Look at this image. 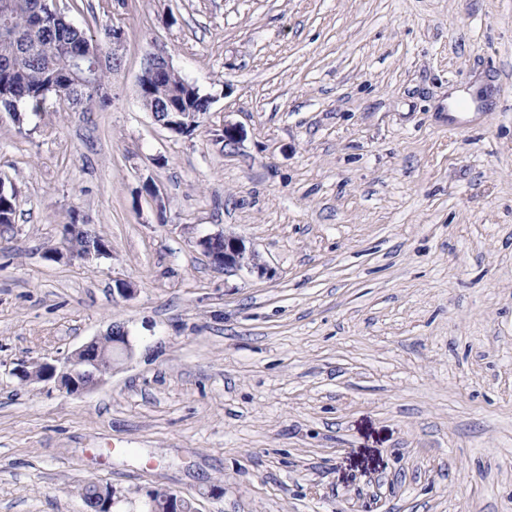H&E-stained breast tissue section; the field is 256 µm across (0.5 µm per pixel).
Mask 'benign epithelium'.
I'll use <instances>...</instances> for the list:
<instances>
[{"mask_svg": "<svg viewBox=\"0 0 512 512\" xmlns=\"http://www.w3.org/2000/svg\"><path fill=\"white\" fill-rule=\"evenodd\" d=\"M172 68L169 56L157 52L149 56V65L138 78L137 93L149 87V82ZM196 112H160L157 124L173 134L186 135L197 125ZM196 246L206 255L211 263L226 273L246 269L262 276L267 268L259 262L255 252L246 246L243 238L217 232L199 237ZM110 247L104 240L97 249L85 251L76 242L47 253L51 260L84 259L91 256H105ZM134 344L124 327L110 325L106 333L96 336L67 355L58 363L31 361L22 363L15 369L14 375L23 384L33 381L52 383L68 394H81L103 384L106 377L133 355ZM183 497L168 489H150L146 492L147 512H182Z\"/></svg>", "mask_w": 512, "mask_h": 512, "instance_id": "benign-epithelium-1", "label": "benign epithelium"}]
</instances>
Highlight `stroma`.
<instances>
[{
  "mask_svg": "<svg viewBox=\"0 0 512 512\" xmlns=\"http://www.w3.org/2000/svg\"><path fill=\"white\" fill-rule=\"evenodd\" d=\"M50 4L124 40L105 109L0 112V512L91 480L122 512H512V0ZM159 49L211 98L192 135L137 95ZM74 220L110 254L48 260ZM113 323L95 390L14 376ZM195 243L215 267L224 269V273L247 269L260 276L267 274V268L259 262L255 252L246 246L242 237L217 232L201 236ZM147 512H181L182 500L184 499L177 492L168 489H150L146 492ZM182 512H193L189 500L183 502Z\"/></svg>",
  "mask_w": 512,
  "mask_h": 512,
  "instance_id": "35a3bbf8",
  "label": "stroma"
}]
</instances>
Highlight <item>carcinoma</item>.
Here are the masks:
<instances>
[{"label": "carcinoma", "instance_id": "cac0c4a2", "mask_svg": "<svg viewBox=\"0 0 512 512\" xmlns=\"http://www.w3.org/2000/svg\"><path fill=\"white\" fill-rule=\"evenodd\" d=\"M7 19L0 20V110L23 121L20 107L37 111L47 95L71 98L70 104L83 112H96L110 99L98 96L97 87L106 84L112 72V58L104 57L101 68L89 73L95 86L71 90L61 83L60 72L67 67L70 53L88 45H104L112 32V19L101 26L100 36L93 38L72 24L65 16L48 7L44 0H8ZM185 82L177 72L164 73L155 83L148 99L156 112L170 106L206 112L209 100L200 91L184 99ZM17 204L12 193L0 194V224H12Z\"/></svg>", "mask_w": 512, "mask_h": 512}]
</instances>
